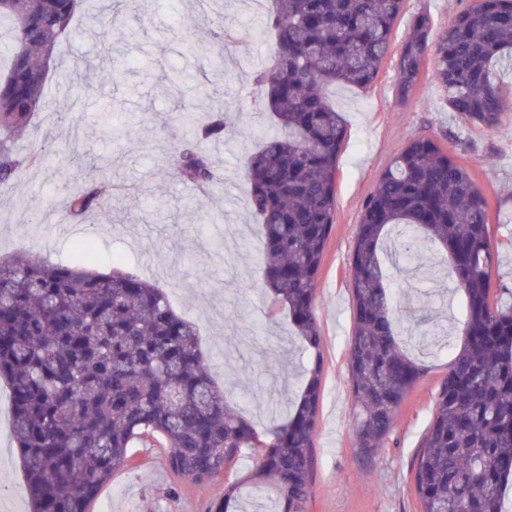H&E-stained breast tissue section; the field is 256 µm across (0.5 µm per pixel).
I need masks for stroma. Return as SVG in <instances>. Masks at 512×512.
Masks as SVG:
<instances>
[{
  "label": "stroma",
  "instance_id": "1",
  "mask_svg": "<svg viewBox=\"0 0 512 512\" xmlns=\"http://www.w3.org/2000/svg\"><path fill=\"white\" fill-rule=\"evenodd\" d=\"M112 0H96L92 15L76 20L63 37L49 71L46 93L58 112L40 117L30 142L46 156L24 168L14 185L0 191V257L22 248L51 262L70 264L80 248L92 249L94 267L107 270L119 259L164 288L178 314L197 324L202 351L214 380L242 393L245 416L256 426L285 415L287 395L296 394L303 358L287 316L269 321L255 217L247 207L244 160L269 125L268 114L250 102L251 75L273 60L274 38L267 7L250 0H137L110 25ZM471 0H404L392 33L393 52L367 88L336 86L329 98L346 120L338 160L334 229L317 279V317L324 336V395L318 412L311 497L307 512H419L413 469L419 443L431 422L436 389L450 360L446 346L410 345L429 370L398 409L385 448L368 458L354 444L348 348L355 302L348 262L362 203L392 160L412 138L440 141L461 158L489 198V222L499 245L492 280L512 297V112L502 128H472L449 112L425 61L408 99L397 88L398 56L417 15H428L438 37ZM137 28L135 39L125 31ZM232 33V51L216 64L222 31ZM112 71L106 84H86L80 105L68 110L69 76L85 61ZM178 71L185 89L225 99L237 111L238 134L206 145L221 176L209 193L180 179L169 161L181 139L173 117L179 101L165 90ZM120 106L127 136L112 141L99 123L102 108ZM107 167L97 187L108 211H89L60 222L65 196L87 179L86 163ZM389 271L402 287L399 313L416 321L455 326L459 296L447 278L431 279L397 263ZM265 342L278 358L265 367L242 348L234 375L224 368V339L242 331ZM167 451L134 442L129 462L104 483L92 512H213L224 486L242 482L244 512H269L274 492L247 484L256 459L243 453L209 483H180L166 467ZM26 478L12 436L11 392L0 381V512H27Z\"/></svg>",
  "mask_w": 512,
  "mask_h": 512
}]
</instances>
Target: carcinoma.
<instances>
[{"label": "carcinoma", "instance_id": "1", "mask_svg": "<svg viewBox=\"0 0 512 512\" xmlns=\"http://www.w3.org/2000/svg\"><path fill=\"white\" fill-rule=\"evenodd\" d=\"M403 0H272L271 66L253 77L254 100L272 129L246 162L248 203L263 244L269 312L284 308L307 363L285 419L257 430L218 387L196 324L166 291L135 271L58 265L28 251L0 259V380L12 394V431L31 512H88L129 448L150 438L169 449L167 467L184 484H203L249 448L250 481L276 491V512H306L312 449L324 377V337L316 313L317 275L334 222L344 118L330 86L366 87L391 51ZM93 0H0V29L12 43L0 69V186L41 155L18 143L42 113L56 111L46 82L61 37ZM419 16L400 50L398 91L406 99L426 57L448 110L473 127L499 126L512 91L494 80L512 60V0H473L430 40ZM196 99L175 121L193 118L173 158L180 178L205 192L218 183L204 145L229 135L232 112L211 103L194 120ZM89 187L65 214L102 205ZM396 233L401 254L437 247L461 295V335L420 441L413 483L420 512H504L512 478V302L491 279L499 246L487 200L470 171L431 138H412L363 202L349 278L355 323L348 369L357 448L373 457L397 409L428 369L406 350L409 327L396 315V286L382 259ZM240 485L224 487L215 512H239Z\"/></svg>", "mask_w": 512, "mask_h": 512}]
</instances>
